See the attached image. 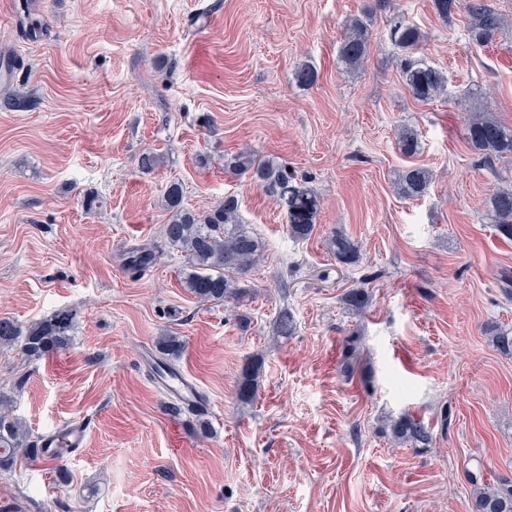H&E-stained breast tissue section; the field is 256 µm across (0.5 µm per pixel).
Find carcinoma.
Instances as JSON below:
<instances>
[{"mask_svg":"<svg viewBox=\"0 0 512 512\" xmlns=\"http://www.w3.org/2000/svg\"><path fill=\"white\" fill-rule=\"evenodd\" d=\"M437 14L445 20L463 8L471 23L469 31L474 44L485 46L502 28L500 15L490 0H433ZM370 11L364 10L349 19L340 43L338 59L347 69L359 66L368 55L370 45ZM391 41L408 52L402 61V79L413 97L429 102L445 93L447 81L443 73L415 56L421 34L417 26L397 21L390 28ZM318 79L316 68L308 63L298 64L294 71L295 82L303 87L312 86ZM467 140L480 160L492 165L503 157L512 158V129L499 122L488 112H472L465 119ZM398 140L403 153L413 156L419 152V134L412 128L398 130ZM227 166L240 173H251L252 180L263 184L278 198L288 215L287 231L298 239L311 235L320 200L307 185L297 181L286 168L272 160H259L250 152L235 155ZM432 173L421 166H408L398 175L399 194L408 199H418L427 192ZM164 198L170 213L162 235L166 243L186 253L187 266L182 273V286L198 302L238 304L247 294L239 286L236 276L252 270L261 260L259 241L240 223L238 200L233 196L206 211L196 212L183 203L182 184L172 181L166 187ZM491 223L498 233L512 239V187H501L493 192L487 203ZM336 260L343 264L358 262L359 252L355 242L338 235L332 241ZM342 301L351 309L361 310L367 303L361 288L347 291ZM75 329V315L61 309L40 321L23 326L7 319H0V345L11 346L17 342L27 355L40 358L50 352L69 346ZM493 345L501 353L512 355V331L499 325L486 327ZM161 353L170 360L181 357L185 341L179 336H164L158 341ZM259 362L246 366L237 386V400L242 404L253 401L257 390ZM394 441L415 448H427L432 443L428 426L420 419L402 417L391 425ZM25 446V434L9 406L0 401V469L7 470L14 464L18 449ZM468 479L474 485L470 512H512V480L502 478L495 486H480L479 478L471 473Z\"/></svg>","mask_w":512,"mask_h":512,"instance_id":"obj_1","label":"carcinoma"}]
</instances>
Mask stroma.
<instances>
[{"label": "stroma", "mask_w": 512, "mask_h": 512, "mask_svg": "<svg viewBox=\"0 0 512 512\" xmlns=\"http://www.w3.org/2000/svg\"><path fill=\"white\" fill-rule=\"evenodd\" d=\"M491 2L503 30L483 47L465 11L446 21L432 0H28L0 19V318L76 315L67 349L0 346V399L31 445L0 470V512H470L467 471L512 478V356L484 333L512 328V240L485 215L512 161L481 163L464 123L477 107L512 128V0ZM367 8L368 57L348 73L339 45ZM397 17L420 29L445 97L421 102L403 84ZM303 61L313 86L293 79ZM403 126L420 135L410 158ZM242 151L319 196L309 238L227 168ZM146 152L162 158L150 173ZM412 164L433 174L418 199L396 188ZM172 180L196 210L236 197L261 241L239 309L182 287L186 257L162 237ZM339 232L356 264L332 254ZM146 245L152 263L130 270ZM351 288L366 290L363 312L343 304ZM169 335L186 342L173 367L204 412H171L156 387ZM256 358L244 405L236 382ZM404 416L428 425L430 448L394 443ZM74 421L84 448L35 454Z\"/></svg>", "instance_id": "1"}]
</instances>
